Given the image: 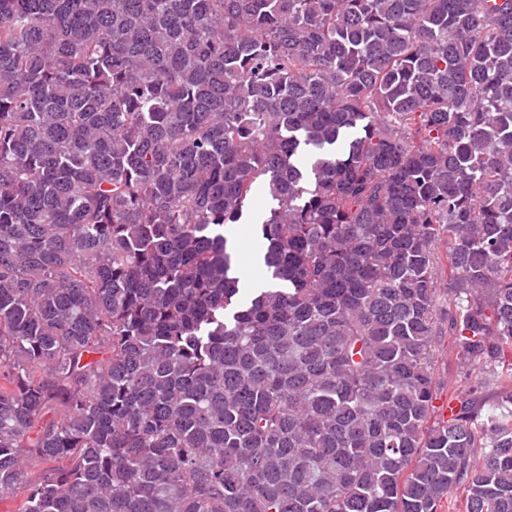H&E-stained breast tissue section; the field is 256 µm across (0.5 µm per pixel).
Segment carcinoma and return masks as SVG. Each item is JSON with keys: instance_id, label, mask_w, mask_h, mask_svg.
I'll use <instances>...</instances> for the list:
<instances>
[{"instance_id": "cac0c4a2", "label": "carcinoma", "mask_w": 512, "mask_h": 512, "mask_svg": "<svg viewBox=\"0 0 512 512\" xmlns=\"http://www.w3.org/2000/svg\"><path fill=\"white\" fill-rule=\"evenodd\" d=\"M0 492L512 512V0H0Z\"/></svg>"}]
</instances>
